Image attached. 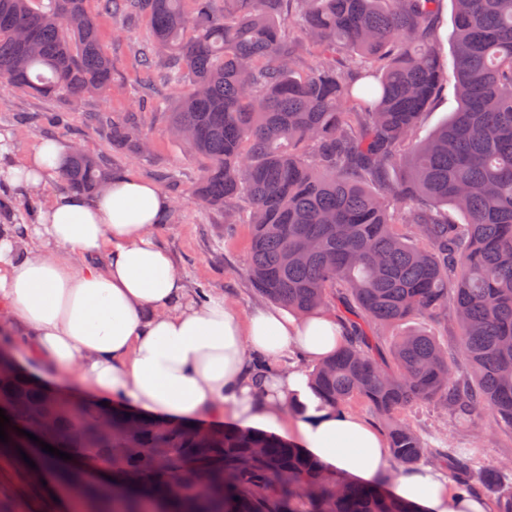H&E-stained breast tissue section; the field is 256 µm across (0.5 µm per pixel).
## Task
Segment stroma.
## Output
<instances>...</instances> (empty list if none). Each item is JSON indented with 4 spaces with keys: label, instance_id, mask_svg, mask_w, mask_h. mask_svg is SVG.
Listing matches in <instances>:
<instances>
[{
    "label": "stroma",
    "instance_id": "stroma-1",
    "mask_svg": "<svg viewBox=\"0 0 512 512\" xmlns=\"http://www.w3.org/2000/svg\"><path fill=\"white\" fill-rule=\"evenodd\" d=\"M99 32L102 49L112 62V86L105 96L74 105L0 87V131L11 133L16 157L31 152L41 140L55 139L63 147H80L101 158L117 175L131 174L153 183L173 203L154 238L174 257L190 290L223 295L239 314H248L264 302L244 273L250 228L226 223L223 210L199 203L195 188L206 161L191 154L169 131L175 88L138 64V49L149 33L147 19L103 16ZM126 121L135 122L146 137V153L113 141V123ZM404 417L432 449L426 465L440 466L439 449L466 448L477 468H501L503 482L512 485V434L498 428L489 414H476L459 429L431 404L414 405Z\"/></svg>",
    "mask_w": 512,
    "mask_h": 512
}]
</instances>
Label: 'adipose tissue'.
I'll return each instance as SVG.
<instances>
[{"label":"adipose tissue","instance_id":"ef3b65f1","mask_svg":"<svg viewBox=\"0 0 512 512\" xmlns=\"http://www.w3.org/2000/svg\"><path fill=\"white\" fill-rule=\"evenodd\" d=\"M63 159L41 143L16 158L0 133V181L43 190ZM172 208L155 185L132 175L102 191L50 196L34 224L0 225V329L21 327L18 353L61 380L88 384L104 401L171 422L231 414L243 427L283 424L287 402L307 389L304 366L258 378L250 354L296 349L318 363L343 343L334 312L298 318L260 306L240 315L223 296L189 293L173 256L153 239ZM291 435L330 470L393 475L396 495L422 512H488L428 467L393 472L381 431L352 413L322 411Z\"/></svg>","mask_w":512,"mask_h":512}]
</instances>
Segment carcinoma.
Masks as SVG:
<instances>
[{"instance_id":"cac0c4a2","label":"carcinoma","mask_w":512,"mask_h":512,"mask_svg":"<svg viewBox=\"0 0 512 512\" xmlns=\"http://www.w3.org/2000/svg\"><path fill=\"white\" fill-rule=\"evenodd\" d=\"M88 0H0V82L42 98L103 94L112 63ZM440 0H98L147 18L141 67H166L180 89L171 130L208 161L199 201H248L246 273L263 297L309 314L333 302L345 343L309 373V400L289 409L381 421L399 470L427 447L402 422L436 402L457 426L488 411L512 430V0H452L453 51L439 53ZM453 85L457 109L424 141L420 116ZM112 139L139 141L134 123ZM69 187L113 179L75 148ZM450 206L465 217L448 218ZM427 316L450 323L459 360L424 333L389 352L376 327ZM0 408L78 457L135 484L88 486L82 512H418L353 482L271 433L181 426L57 395L0 374ZM459 491L512 512L498 469L470 477L462 448L444 454ZM177 484L175 501L165 497Z\"/></svg>"}]
</instances>
